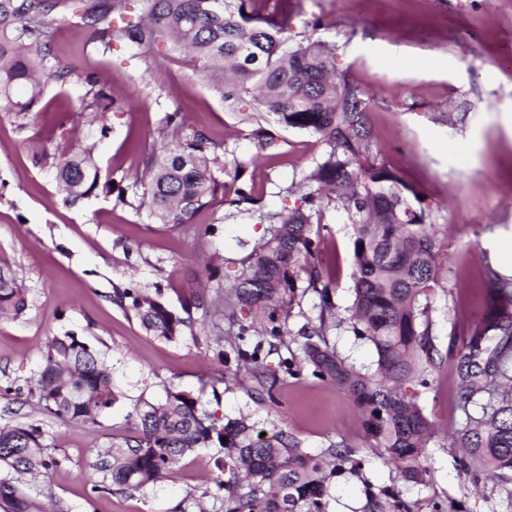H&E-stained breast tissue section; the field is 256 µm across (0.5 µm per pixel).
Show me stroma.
I'll return each mask as SVG.
<instances>
[{"label": "stroma", "instance_id": "1", "mask_svg": "<svg viewBox=\"0 0 512 512\" xmlns=\"http://www.w3.org/2000/svg\"><path fill=\"white\" fill-rule=\"evenodd\" d=\"M305 36L325 43L337 69L365 91L374 153L401 170L440 227L427 309L438 354L424 382L407 386L432 424L425 447L431 482L400 479L366 438L361 410L345 391L305 374L280 379L268 395L253 369L218 356L237 328L224 316L226 290L207 268L234 273L263 239L260 213L282 210L323 145L278 126L276 147L259 150L243 112L195 75L184 55L162 48L146 62L125 48L94 51L64 24L48 62L74 68L73 79L47 82L39 113L0 112V266L17 273L28 301L22 316L0 320V388L11 389L0 395V425L43 429L54 464L35 486L40 499L63 500L70 512H220L213 493L224 450L217 446L183 458L173 480L147 494L95 489L102 479L93 467L97 454L131 432L137 402L170 388L199 397L220 420L244 415L264 432L286 430L312 455L332 442L355 448L370 481L394 486L416 512H512L499 482L474 484L459 466L452 436L465 413L448 354L484 311V264L512 275V73L501 65L512 59V0H369L362 17L352 0H299L292 37ZM395 53L409 63L391 64ZM91 79L111 97L109 112L91 106ZM173 112L240 165L255 205H235L231 182L189 224H159L139 208L135 177L161 148L157 131ZM79 142L94 144L100 177L115 192L98 190L72 206L57 187L56 162ZM318 221L319 268L334 281L342 320L326 340L347 362L373 369L372 344L344 323L353 299V226L331 205ZM131 282L191 331L173 342L146 334L133 312L112 301L113 288ZM297 285L285 306L289 334L266 359L272 370L296 353L294 333L318 315L307 277ZM67 331L104 352L116 387V402L95 425L55 417L28 394L49 340Z\"/></svg>", "mask_w": 512, "mask_h": 512}]
</instances>
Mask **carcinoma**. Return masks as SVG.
I'll use <instances>...</instances> for the list:
<instances>
[{
    "label": "carcinoma",
    "instance_id": "carcinoma-1",
    "mask_svg": "<svg viewBox=\"0 0 512 512\" xmlns=\"http://www.w3.org/2000/svg\"><path fill=\"white\" fill-rule=\"evenodd\" d=\"M263 2L0 0V112H35L47 79L63 85L73 78L69 66L44 69L55 25L75 19L86 44L105 52L126 47L146 59L162 45L196 60L200 76L224 80V101L234 107L252 104L245 117L256 122L251 136L262 151L274 148L276 138L258 122L261 114L317 137L325 151L304 177L309 191L293 207L259 215L269 226L230 285L228 319L238 324L230 352L266 374L263 337L288 335L276 306L295 292L297 271H306L319 298V326L300 332L299 356L282 360V373L296 378L306 370L348 392L362 409L366 437L384 449L404 481L426 485L430 423L404 385L434 364L421 299L437 281V225L429 223L419 193L400 171L372 154L363 90L336 69L333 53L321 42H290L293 0H276L268 8ZM159 136L177 139V146L148 155L136 179L142 189L139 208L160 224H189L207 198L225 188L213 168L220 166L227 175L228 164L213 151L215 144L187 128L176 112L167 115ZM56 179L67 203L91 195L98 185L94 146L78 144L61 156ZM331 202L353 224L349 324L375 349L372 374L346 363L325 339L336 322V303L331 282L315 264L312 226ZM484 278L492 304L455 357L461 398L478 416L466 414L456 444L464 449L461 466L473 483L489 472L505 486L512 485V277L487 264ZM112 301L133 311L151 336L174 341L182 335L184 320L135 284L113 290ZM26 309L23 284L0 268V319L18 318ZM33 392L47 412L91 424L117 400L104 354L69 331L49 341ZM254 428L245 416L219 426L198 398L168 389L161 399L140 402L132 433L98 455L95 467L103 481L93 490L144 493L171 478L187 454L216 444L224 448V461L213 498L222 501L224 512H327L331 479L342 476L363 485L364 512H414L393 487L367 478L357 450L332 442L314 456L282 430L263 437ZM46 449L40 426H0V470H7L0 477V512H69L60 500L46 508L23 480L53 465Z\"/></svg>",
    "mask_w": 512,
    "mask_h": 512
}]
</instances>
